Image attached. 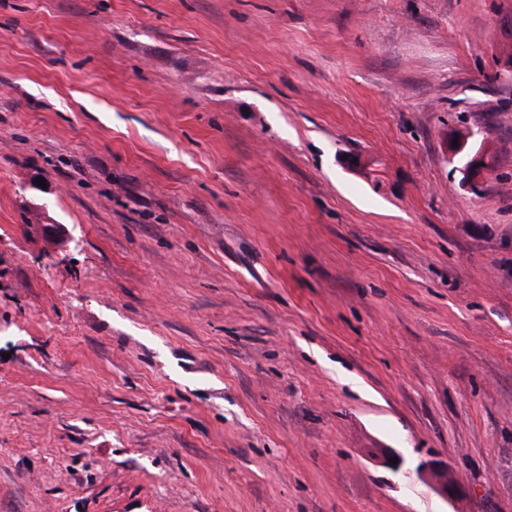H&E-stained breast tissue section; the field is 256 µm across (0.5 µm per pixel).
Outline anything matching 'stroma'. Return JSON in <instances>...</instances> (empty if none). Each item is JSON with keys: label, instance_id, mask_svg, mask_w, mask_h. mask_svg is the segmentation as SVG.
<instances>
[{"label": "stroma", "instance_id": "obj_1", "mask_svg": "<svg viewBox=\"0 0 512 512\" xmlns=\"http://www.w3.org/2000/svg\"><path fill=\"white\" fill-rule=\"evenodd\" d=\"M0 512H512V0H0ZM472 138L473 134L467 139L458 140L457 147H454L452 142L449 148V160L454 162L459 157L465 159L464 165L461 167L463 181L472 191H476L480 188L489 171V162L491 165V162L495 160V156H489L488 150L484 145L476 146L474 141L469 143ZM418 478L429 484L437 493L448 498L455 488L448 482V463L436 458L422 459L414 467Z\"/></svg>", "mask_w": 512, "mask_h": 512}]
</instances>
